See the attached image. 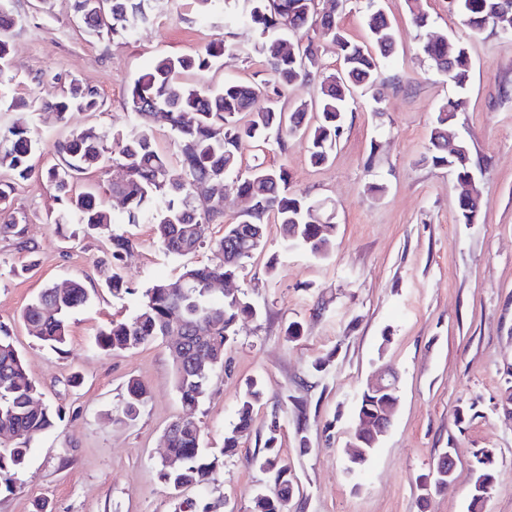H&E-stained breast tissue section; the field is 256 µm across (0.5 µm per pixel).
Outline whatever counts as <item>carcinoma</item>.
I'll return each mask as SVG.
<instances>
[{
  "label": "carcinoma",
  "mask_w": 512,
  "mask_h": 512,
  "mask_svg": "<svg viewBox=\"0 0 512 512\" xmlns=\"http://www.w3.org/2000/svg\"><path fill=\"white\" fill-rule=\"evenodd\" d=\"M507 0H451L461 26L472 35L490 29L499 31L512 22V11H505ZM202 14L217 8L224 10L225 22L238 19L249 22L257 33L258 49L269 58L275 77L273 95L298 83L319 79L314 103L301 101L290 113L276 102L260 111H251L259 87L244 81H231L217 90H204L183 80L189 74L209 70L215 59L233 50L225 39L215 40L191 55H161L130 84L124 95V107L137 119L127 133L112 134L95 125L73 131L58 142L62 162L45 173L54 186L58 209L53 222L76 224L87 234L105 237L109 253L99 260L113 272L105 286L118 295L131 288L116 271L123 255L134 241L123 230L127 224L145 221L154 226L161 246L171 255L184 256L205 243L211 224L224 223L219 207L205 208L198 189L206 186L224 195L227 182L233 181L239 195L253 201V212L239 216L227 225L224 236L211 243L216 259L209 264L187 267L178 279H159L143 294L135 314L123 320H111L96 334L95 347L105 354L131 352L157 340L174 335L172 315L181 317L182 361H174L175 386L186 416L193 417L204 398L213 373L224 367V352L233 342L237 323L257 315L245 295L214 298L210 285L227 275H237L242 265L260 248L265 224L273 220L281 225L284 244L305 248L316 257L326 256L334 245L336 225L326 223L314 203L291 191L285 168L259 162L247 175H240L241 146L250 141L266 144L271 135L280 149L290 139L304 132L309 139V158L314 165L328 161L343 132V115L355 92L375 87L383 66L394 54L396 31L379 7V0H365L368 11L369 42L349 40L336 16V0H196ZM414 27L426 30L432 24L424 0H407ZM87 33L124 36L131 22L150 20L151 0H75ZM10 0H0V59L9 55ZM313 30L318 38L307 43L294 41L290 35ZM330 47L340 62V69L323 71L320 48ZM421 52L438 71L450 73L455 95L441 104L430 131L429 155L423 161L445 166L459 182H467L471 171L470 148L459 141L456 155H448L443 144L457 113L465 110L472 63L467 49L458 40L439 35L423 41ZM9 80L0 68V110H13L26 101L7 92ZM44 106L65 119L71 112H94L99 108L98 93L76 81ZM166 125L178 145V162L173 163L157 147L155 127ZM42 142L30 127L17 122L0 132V169L12 175L0 181V236L12 237L27 251L32 247L23 240V228L9 213L8 200L17 181L32 172V160L41 152ZM112 161L115 177L108 192L123 199L122 217H117L107 201L93 192L73 191V180L81 174L100 172ZM482 208V195L459 199L457 219L474 224ZM90 300L89 290L80 280H70L65 287L48 285L25 307L22 319L41 343L59 349L67 343L68 320L77 308ZM9 333L0 326V473L20 466L33 441L54 429L62 411L37 404L36 382L28 374L22 356ZM148 388L138 379L128 382L119 415L123 423L135 422L147 399ZM265 397V388L257 380L247 384L241 396L235 424L224 434L227 455L238 448L249 434L254 406ZM383 396L363 391L357 415L375 419ZM168 453L180 460L177 469L162 468L161 477L174 491L202 486L215 480L218 457L201 450L198 422L170 423ZM279 420L268 427L261 468L271 476L273 487L252 499V512H288V503L299 491L295 475L280 454ZM480 468L471 490L470 512H482V504L493 483V454L479 452Z\"/></svg>",
  "instance_id": "obj_1"
}]
</instances>
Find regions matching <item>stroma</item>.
<instances>
[{"instance_id":"35a3bbf8","label":"stroma","mask_w":512,"mask_h":512,"mask_svg":"<svg viewBox=\"0 0 512 512\" xmlns=\"http://www.w3.org/2000/svg\"><path fill=\"white\" fill-rule=\"evenodd\" d=\"M381 4L396 30V53L373 93L346 113L329 162L313 166L302 135L286 149L273 143L265 151L266 163L287 169L293 190L332 212L336 245L322 258L289 250L280 225L267 224L260 249L229 285L246 293L261 316L238 323L224 368L196 412L208 452L223 448L248 381L260 379L267 395L214 483L188 491L219 508L249 512L255 493L267 487L259 461L275 418L281 456L300 485L288 512H467L483 448L495 459L486 512H512V411L502 405L512 382V36L469 35L448 0H427L435 30L464 41L472 62L468 105L454 129L470 145L485 207L478 223L460 224L453 173L421 162L434 113L454 90L420 55L406 0ZM11 9L6 73L11 95L30 105L0 110V128L24 121L42 136L44 150L10 204L26 224L30 250L0 237V325L42 401L61 408L63 418L32 444L21 468L0 475V512H175L160 476L163 433L182 414L170 352L156 342L103 355L92 342L108 321L133 316L155 280L176 278L214 255L206 246L164 255L152 225H131L135 245L119 267L130 290L112 294L95 263L106 242L51 222L58 204L41 172L59 163L55 144L72 130L132 128L124 93L156 56L190 54L229 37L233 52L203 82L213 90L233 80L260 86L257 110L268 103L272 71L249 26L225 30L223 13L200 14L195 0H155L151 22L123 39L87 35L74 0H12ZM73 80L96 89L100 107L62 121L41 100ZM68 279L82 280L93 294L73 312L60 353L32 337L21 314L46 285ZM292 321L301 330L295 340L285 334ZM325 357L327 369L315 371V360ZM382 366L399 375V403L389 431L353 478L347 442L357 426V397ZM132 378L149 395L140 418L126 425L117 416ZM297 402L307 406L301 433ZM447 450L456 460L452 484L420 501L418 476Z\"/></svg>"}]
</instances>
